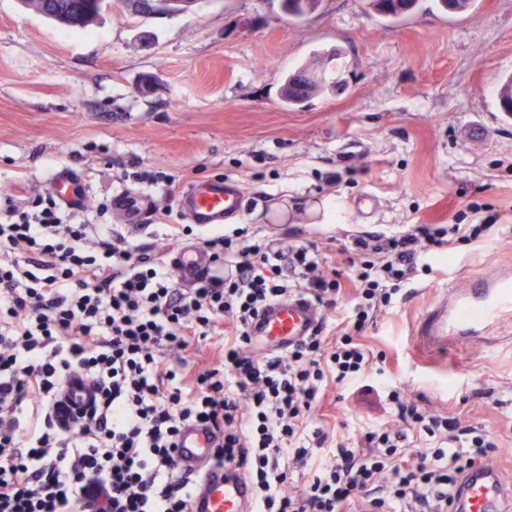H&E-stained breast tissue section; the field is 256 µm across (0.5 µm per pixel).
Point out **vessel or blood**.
I'll list each match as a JSON object with an SVG mask.
<instances>
[{
  "mask_svg": "<svg viewBox=\"0 0 512 512\" xmlns=\"http://www.w3.org/2000/svg\"><path fill=\"white\" fill-rule=\"evenodd\" d=\"M50 188L66 207L85 201V188L78 174L59 172ZM178 206L191 223L217 227L243 209L244 193L236 182L214 179L181 191ZM172 265L180 281L193 283L208 268L209 259L200 249L184 245L174 249ZM508 315H512V261L505 259L492 268L473 272L465 287L438 292L423 311L415 334L428 353H441L500 324ZM319 320V311L308 299L293 298L259 314L251 330L261 352L282 353L291 343L310 335ZM94 396L90 382L74 376L60 393L62 409L70 414L86 408ZM218 439L216 430L191 423L183 425L177 436L179 473L194 482L193 512H252L254 489L249 480L211 466ZM504 491L502 475L496 468L475 472L460 492L459 512H503Z\"/></svg>",
  "mask_w": 512,
  "mask_h": 512,
  "instance_id": "b4317fda",
  "label": "vessel or blood"
}]
</instances>
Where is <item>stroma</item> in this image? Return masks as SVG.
<instances>
[{
  "mask_svg": "<svg viewBox=\"0 0 512 512\" xmlns=\"http://www.w3.org/2000/svg\"><path fill=\"white\" fill-rule=\"evenodd\" d=\"M339 50L338 91L285 108L289 73ZM512 73V0H477L470 13L420 0L397 21L366 0H320L294 19L280 0H198L178 16H142L111 0L86 29H69L0 0V202L50 190L60 171L83 174L81 218L135 243L168 246L148 226L161 189L127 177L122 160L160 171L175 190L214 178L238 181L247 207L237 224L255 234H298L343 271L337 243L414 224L494 219L479 241L449 246L415 278L398 307L363 335L383 378L421 407L484 428L512 475V340L490 350L419 351L413 332L431 298L477 268L512 256V120L494 90ZM155 84L143 93L144 76ZM380 201L363 218L354 201ZM127 199L128 209L116 206ZM327 207L314 223L311 204ZM314 423L357 438L382 421L373 397L329 385Z\"/></svg>",
  "mask_w": 512,
  "mask_h": 512,
  "instance_id": "35a3bbf8",
  "label": "stroma"
}]
</instances>
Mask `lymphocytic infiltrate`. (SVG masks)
<instances>
[{"label":"lymphocytic infiltrate","mask_w":512,"mask_h":512,"mask_svg":"<svg viewBox=\"0 0 512 512\" xmlns=\"http://www.w3.org/2000/svg\"><path fill=\"white\" fill-rule=\"evenodd\" d=\"M489 229L363 232L344 244L342 274L296 241L182 225L179 235L195 236L220 268L186 288L166 251L74 221L53 196L27 209L6 202L0 512H189L192 484L174 457L187 422L222 434L215 461L244 469L255 512H449L456 487L497 444L481 428L423 411L400 387L373 389V355L361 337L378 311L409 297L417 271ZM293 295L326 311L347 296L351 307L335 336L318 331L287 354H255L251 322ZM210 336L225 342L204 361L195 343ZM76 373L98 398L65 420L58 394ZM331 382L375 393L388 421L355 440L312 426Z\"/></svg>","instance_id":"1"}]
</instances>
